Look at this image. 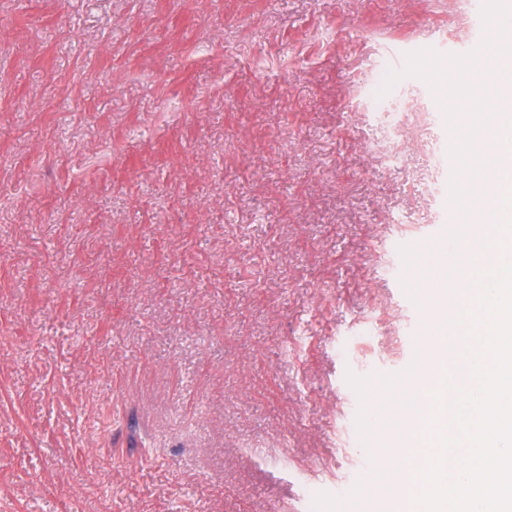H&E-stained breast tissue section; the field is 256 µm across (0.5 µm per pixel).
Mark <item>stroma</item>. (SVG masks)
Returning a JSON list of instances; mask_svg holds the SVG:
<instances>
[{
    "mask_svg": "<svg viewBox=\"0 0 512 512\" xmlns=\"http://www.w3.org/2000/svg\"><path fill=\"white\" fill-rule=\"evenodd\" d=\"M466 0H0V512H346ZM417 101L422 123L398 107Z\"/></svg>",
    "mask_w": 512,
    "mask_h": 512,
    "instance_id": "stroma-1",
    "label": "stroma"
}]
</instances>
